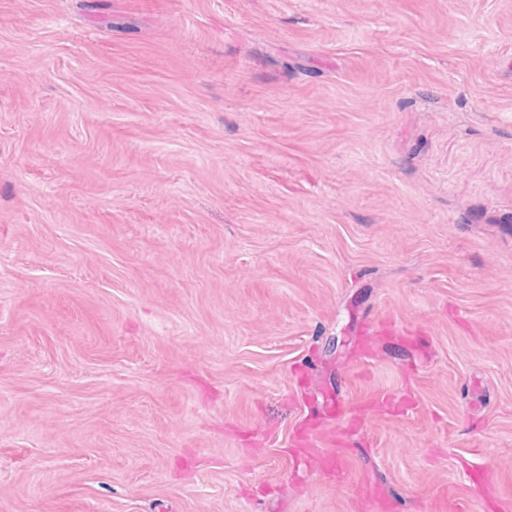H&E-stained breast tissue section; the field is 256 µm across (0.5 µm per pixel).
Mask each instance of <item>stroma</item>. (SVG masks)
I'll return each mask as SVG.
<instances>
[{
    "instance_id": "1",
    "label": "stroma",
    "mask_w": 512,
    "mask_h": 512,
    "mask_svg": "<svg viewBox=\"0 0 512 512\" xmlns=\"http://www.w3.org/2000/svg\"><path fill=\"white\" fill-rule=\"evenodd\" d=\"M415 332L359 361L356 331ZM412 397L331 485L323 393ZM512 512V0H0V512Z\"/></svg>"
}]
</instances>
